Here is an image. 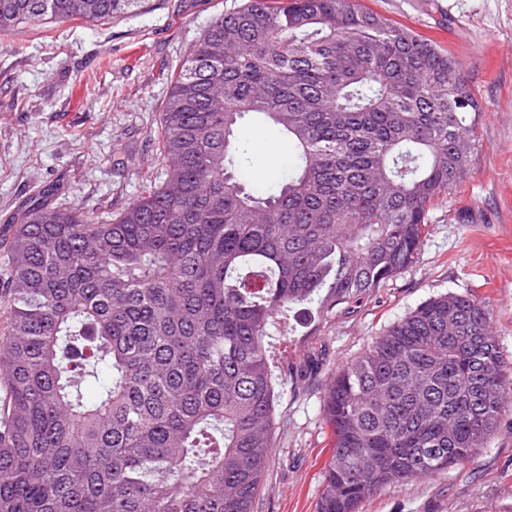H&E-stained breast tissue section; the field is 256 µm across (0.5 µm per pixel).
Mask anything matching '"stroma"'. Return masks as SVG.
<instances>
[{"instance_id":"35a3bbf8","label":"stroma","mask_w":512,"mask_h":512,"mask_svg":"<svg viewBox=\"0 0 512 512\" xmlns=\"http://www.w3.org/2000/svg\"><path fill=\"white\" fill-rule=\"evenodd\" d=\"M244 0H142L121 16L24 26L0 35V225L41 188L58 204L116 216L160 183L161 115L171 78L211 19ZM433 40L464 67L481 110L465 178L437 199L413 264L353 313L296 308L270 329L287 371L275 376V446L254 512H317L331 432L327 384L386 326L431 296L484 299L512 373V0H359ZM262 192L294 166L291 146L241 120ZM359 512H512V402L484 448L448 472L389 487Z\"/></svg>"}]
</instances>
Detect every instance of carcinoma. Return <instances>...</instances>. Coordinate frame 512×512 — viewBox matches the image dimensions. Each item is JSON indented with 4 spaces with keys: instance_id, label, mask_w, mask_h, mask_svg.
I'll return each instance as SVG.
<instances>
[{
    "instance_id": "1",
    "label": "carcinoma",
    "mask_w": 512,
    "mask_h": 512,
    "mask_svg": "<svg viewBox=\"0 0 512 512\" xmlns=\"http://www.w3.org/2000/svg\"><path fill=\"white\" fill-rule=\"evenodd\" d=\"M140 2L0 0V35ZM478 111L459 62L356 0L213 17L172 76L167 179L114 219L45 189L0 236V512H254L276 423L269 325L314 300L350 309L413 263ZM247 114L298 152L265 197L244 183ZM511 391L487 303L424 301L328 384L317 512L462 463Z\"/></svg>"
}]
</instances>
